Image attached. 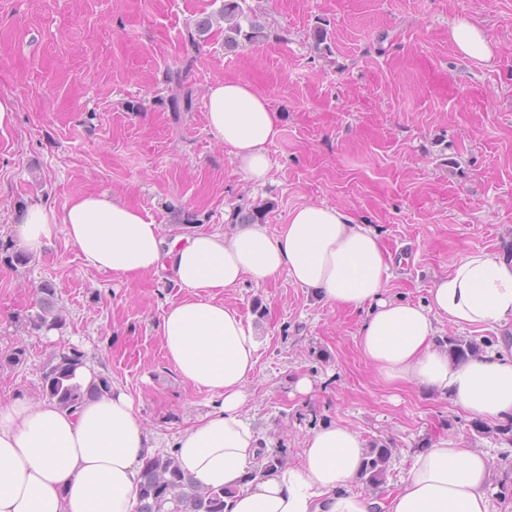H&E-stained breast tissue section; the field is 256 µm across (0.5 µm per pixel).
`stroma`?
Segmentation results:
<instances>
[{
	"label": "stroma",
	"instance_id": "1",
	"mask_svg": "<svg viewBox=\"0 0 512 512\" xmlns=\"http://www.w3.org/2000/svg\"><path fill=\"white\" fill-rule=\"evenodd\" d=\"M270 36L231 49L224 0H0V96L16 102L0 131V402L42 401L41 376L72 348L135 399L141 424L167 447L214 398L184 382L160 327L185 290L165 272L128 281L90 267L57 232L24 265L16 245L26 206L62 210L106 193L152 215L166 246L195 231L231 233L241 204L273 202L276 234L292 210L325 203L379 235L391 258L392 298L426 302L433 281L462 256L512 257V0H247ZM210 29L194 49L188 33ZM465 19L494 46L491 63L463 58L448 39ZM327 34L317 45V30ZM192 56L189 112L172 111L167 77ZM249 84L282 115L269 146L270 180L251 182L207 126L206 93ZM57 288L61 328L31 322L35 290ZM260 344L245 417L267 452L301 461L305 436L336 422L393 449L385 490L413 457L448 439L492 460L491 512H512V443L479 434L448 398L376 380L355 337L362 314L320 301L288 279L224 293ZM309 378L311 395L295 390Z\"/></svg>",
	"mask_w": 512,
	"mask_h": 512
}]
</instances>
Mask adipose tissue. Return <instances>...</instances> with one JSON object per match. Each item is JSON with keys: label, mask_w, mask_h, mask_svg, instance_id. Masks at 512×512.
<instances>
[{"label": "adipose tissue", "mask_w": 512, "mask_h": 512, "mask_svg": "<svg viewBox=\"0 0 512 512\" xmlns=\"http://www.w3.org/2000/svg\"><path fill=\"white\" fill-rule=\"evenodd\" d=\"M450 40L464 58L489 63L488 33L456 20ZM207 125L249 180L266 181L268 147L282 117L248 85L227 80L207 96ZM64 231L90 266L126 279L165 270L188 296L161 324L163 349L183 380L217 398L175 440L172 454L204 488H223L224 512H373L352 490L365 442L342 424L304 440L298 466L254 473L260 436L244 418L246 386L259 343L225 291L244 280L279 277L318 292L329 305L364 312L356 344L377 378L412 383L447 397L467 414L512 421V345L467 360L437 348L441 324L461 329L512 321V260L484 251L455 262L428 290L427 303L386 297L389 263L379 237L354 215L329 205L291 211L277 235L238 225L231 236L196 232L165 249L148 213L106 193L72 199L62 211L33 205L21 213L19 244L37 253ZM156 438L121 387L73 412L16 396L0 403V512H136L143 467ZM486 452L441 441L417 453L387 512H490Z\"/></svg>", "instance_id": "adipose-tissue-1"}]
</instances>
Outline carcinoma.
Wrapping results in <instances>:
<instances>
[{
  "instance_id": "carcinoma-1",
  "label": "carcinoma",
  "mask_w": 512,
  "mask_h": 512,
  "mask_svg": "<svg viewBox=\"0 0 512 512\" xmlns=\"http://www.w3.org/2000/svg\"><path fill=\"white\" fill-rule=\"evenodd\" d=\"M246 0H224V43L232 48L252 45L267 37L265 27L259 22L251 7H243ZM169 81L182 91V98L176 101L179 112L192 111V91L184 87L183 69L169 72ZM274 204L267 201L257 205L237 207L236 222L241 224H262ZM39 312L32 318L39 329H52L62 324V317L56 313L57 289L45 282L35 291ZM448 351L456 358L467 360L479 355L480 344L463 337L448 336ZM83 364V354L73 349L54 357L43 372L42 395L56 402L66 410H77L88 397L106 394L112 390L107 377L84 388L74 381L75 370ZM393 449L385 444H375L367 449L358 482L367 491L381 492L387 482ZM224 489L202 488L192 481L170 455L156 456L146 461L142 483L139 489L137 512H224Z\"/></svg>"
}]
</instances>
